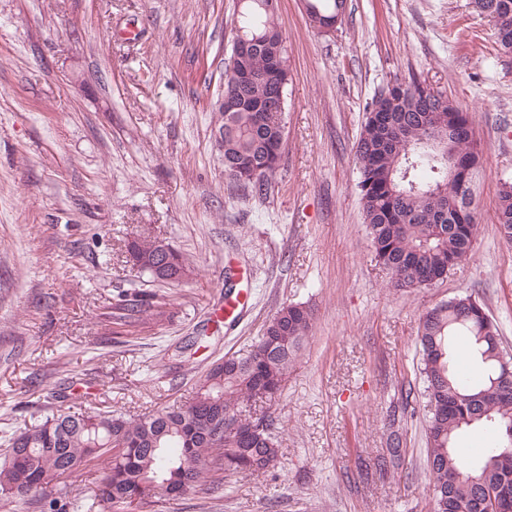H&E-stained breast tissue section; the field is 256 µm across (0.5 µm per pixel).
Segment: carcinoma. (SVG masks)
Segmentation results:
<instances>
[{
	"instance_id": "obj_1",
	"label": "carcinoma",
	"mask_w": 512,
	"mask_h": 512,
	"mask_svg": "<svg viewBox=\"0 0 512 512\" xmlns=\"http://www.w3.org/2000/svg\"><path fill=\"white\" fill-rule=\"evenodd\" d=\"M500 50L512 53V0H481ZM265 0H242L239 25L249 40L264 43L240 54L224 69V97L245 103L215 109V131L224 134V172L259 192L280 167L283 117L269 111L286 96V38ZM344 0H308L311 23L323 30L340 19ZM448 128L472 172L463 184L448 180V160L431 144L433 123ZM469 113L448 96L411 78L384 88L367 105L356 144L357 187L374 259L394 287L428 288L470 256L478 231L475 185L484 147ZM496 224L512 244V178L500 183ZM159 242L139 236L127 244L129 262L159 283L190 272L178 251L162 272ZM471 297L437 304L420 321L421 373L429 422L428 466L434 512L512 510V382L504 380L498 325L481 318ZM310 308L286 305L245 352L212 365L187 405L158 409L138 418L110 410H59L4 436L7 462L0 467V500L32 498L40 512H145L201 484L219 485V475H266L277 467L281 448L273 421L252 406L280 395L288 367L308 340ZM479 366L471 381L457 368L462 354ZM483 426L492 447L480 460L460 457L454 444L471 426ZM105 463L98 494L86 498L71 488L45 489L75 479L92 461Z\"/></svg>"
}]
</instances>
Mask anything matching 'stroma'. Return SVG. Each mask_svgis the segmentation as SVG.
<instances>
[{"mask_svg":"<svg viewBox=\"0 0 512 512\" xmlns=\"http://www.w3.org/2000/svg\"><path fill=\"white\" fill-rule=\"evenodd\" d=\"M235 0H0V433L72 405L136 417L191 400L211 365L277 311L314 322L263 410L271 475L226 476L158 512H432L418 328L437 303L482 304L512 354V245L495 222L512 176V54L473 0H347L331 32L280 0L290 80L282 161L258 193L224 171L212 105ZM135 26V45L116 32ZM473 115L485 150L470 257L431 287L390 288L363 224L355 144L365 106L410 76ZM145 235L194 272L152 281L126 258ZM246 279L226 282V267ZM250 291L226 324V286ZM152 306L131 332L122 299ZM401 464L380 469L391 436Z\"/></svg>","mask_w":512,"mask_h":512,"instance_id":"35a3bbf8","label":"stroma"}]
</instances>
